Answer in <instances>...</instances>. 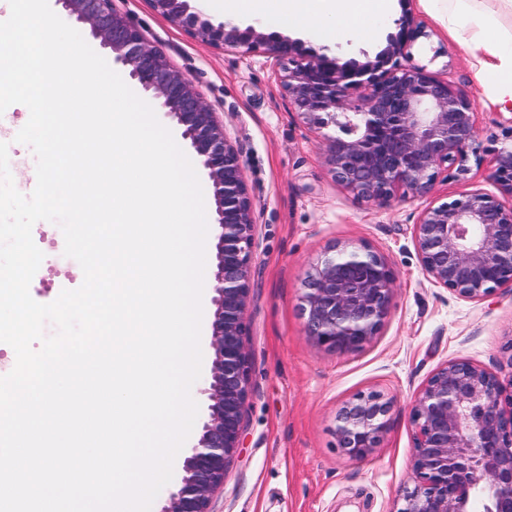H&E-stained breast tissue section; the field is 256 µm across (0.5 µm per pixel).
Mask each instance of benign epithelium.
Listing matches in <instances>:
<instances>
[{
	"label": "benign epithelium",
	"instance_id": "1",
	"mask_svg": "<svg viewBox=\"0 0 512 512\" xmlns=\"http://www.w3.org/2000/svg\"><path fill=\"white\" fill-rule=\"evenodd\" d=\"M89 26L131 79L182 127L213 188L219 227L211 323V381L202 391L207 417L184 460L181 483L160 512H210L229 459L242 445L249 365L245 310L255 224L243 162L224 124L191 79L112 6V0H59ZM153 10L214 47L261 49L304 123H333L325 161L336 181L363 203L388 207L429 194L439 180L466 175L493 156L488 175L512 196V126L484 149L474 102L448 81L413 63L411 47L426 36L405 12L384 51L363 63L309 51L260 26L244 29L193 5L149 0ZM422 271L460 299L482 302L512 288V203L474 190L425 208L412 224ZM395 306V277L386 259L360 244L335 245L307 271L300 295L305 336L328 350L354 353L379 336ZM394 400L375 389L356 394L336 414V447L363 460L389 430ZM414 486L394 512H512V383L467 360L438 368L410 412Z\"/></svg>",
	"mask_w": 512,
	"mask_h": 512
}]
</instances>
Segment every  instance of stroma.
<instances>
[{"mask_svg":"<svg viewBox=\"0 0 512 512\" xmlns=\"http://www.w3.org/2000/svg\"><path fill=\"white\" fill-rule=\"evenodd\" d=\"M143 36L186 74L224 121L242 155L256 224L246 309L249 399L243 444L231 459L224 488L211 512H393L412 486L413 428L409 414L426 379L459 359L512 380V291L484 302L460 299L423 273L412 226L433 203L482 189L493 191L488 167L437 182L424 198L367 205L334 180L322 131L296 114L262 51L219 49L158 16L148 0H112ZM411 11L425 27L413 60L447 79L476 104L481 145L512 125V107L497 103L491 78H478L479 53L464 47L427 0H392L372 41L325 44L314 31L296 33L278 15L262 20L265 33L328 49L341 61L374 57ZM44 260L29 291L38 303L55 301L83 283L79 264L64 254L58 224L37 222ZM363 241L388 262L396 277L395 307L380 336L357 353L327 351L304 334L299 310L310 266L330 246ZM393 397L391 424L364 460L344 455L333 430L337 410L371 389Z\"/></svg>","mask_w":512,"mask_h":512,"instance_id":"stroma-1","label":"stroma"}]
</instances>
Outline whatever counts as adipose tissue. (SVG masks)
<instances>
[{
	"mask_svg": "<svg viewBox=\"0 0 512 512\" xmlns=\"http://www.w3.org/2000/svg\"><path fill=\"white\" fill-rule=\"evenodd\" d=\"M443 14L464 46L483 50L496 74L492 91L501 104H512V34L498 30L471 6L472 0H430ZM390 8V0H223L225 18L260 20L281 16L299 30L317 28L326 40L350 37L368 41L377 35V20Z\"/></svg>",
	"mask_w": 512,
	"mask_h": 512,
	"instance_id": "obj_1",
	"label": "adipose tissue"
}]
</instances>
